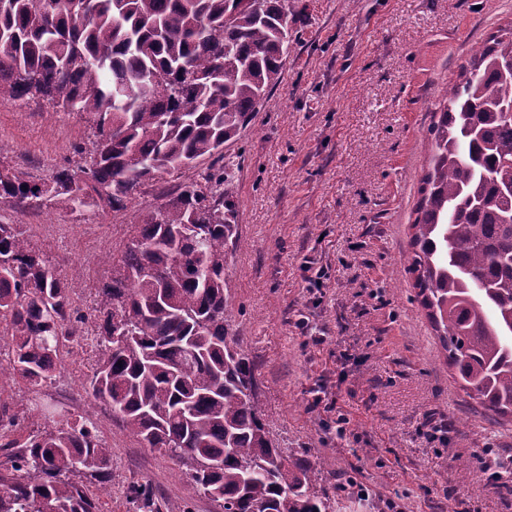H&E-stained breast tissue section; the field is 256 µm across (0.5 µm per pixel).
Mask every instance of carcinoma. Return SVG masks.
Returning a JSON list of instances; mask_svg holds the SVG:
<instances>
[{
	"mask_svg": "<svg viewBox=\"0 0 512 512\" xmlns=\"http://www.w3.org/2000/svg\"><path fill=\"white\" fill-rule=\"evenodd\" d=\"M288 0H0V99L40 96L88 116L89 163L43 182L0 167V206L57 199L114 211L162 173L222 155L278 83ZM140 80L149 88L126 94ZM429 129L413 249L420 304L448 366L492 418L512 417V29L475 44ZM234 185L204 172L147 209L88 318L22 224H0V512H95L112 449L78 416L45 408L27 430L6 386L52 383L89 329V387L122 430L190 465L224 512H333L304 459L269 435L255 368L229 324L224 264L237 246ZM136 512L160 505L129 488Z\"/></svg>",
	"mask_w": 512,
	"mask_h": 512,
	"instance_id": "cac0c4a2",
	"label": "carcinoma"
}]
</instances>
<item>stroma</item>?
<instances>
[{
	"mask_svg": "<svg viewBox=\"0 0 512 512\" xmlns=\"http://www.w3.org/2000/svg\"><path fill=\"white\" fill-rule=\"evenodd\" d=\"M293 43L281 78L241 139L223 157L145 183L118 211L71 214L56 201L41 209L0 208L72 277L73 301L88 313L112 279L102 256L121 250L144 211L208 166L231 170L238 246L224 273L232 329L256 365L258 401L279 447L307 459L317 490L340 512H373L392 499L404 512H512V491L480 476L460 482L453 456L490 446L512 471V421H494L455 382L409 274L410 224L428 169V129L442 112L444 84L457 81L472 44L512 28V0H290ZM84 116L38 100L0 99V164L26 179L49 180L82 159ZM328 269L321 292L306 288L305 258ZM309 317L326 341L296 328ZM93 342L72 347L54 384L13 392L28 428L41 404L59 400L88 418L112 446V494L96 512H133L136 483L189 512H223L196 494L189 468L122 432L89 389ZM327 386L350 418L338 438L313 405ZM466 419L447 441H428V413ZM356 479L371 498L341 497Z\"/></svg>",
	"mask_w": 512,
	"mask_h": 512,
	"instance_id": "obj_1",
	"label": "stroma"
}]
</instances>
